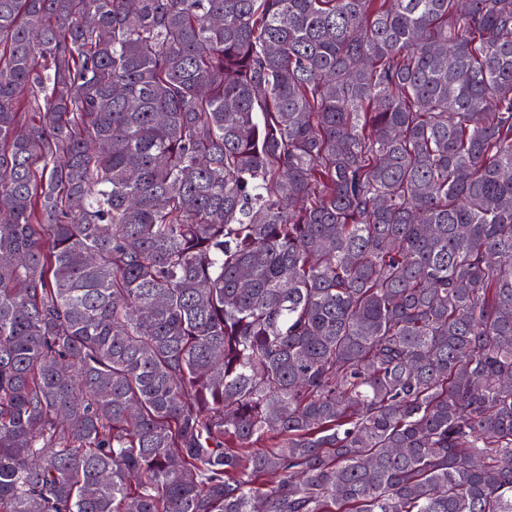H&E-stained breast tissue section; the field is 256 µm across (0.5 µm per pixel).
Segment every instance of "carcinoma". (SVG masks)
<instances>
[{"label": "carcinoma", "instance_id": "cac0c4a2", "mask_svg": "<svg viewBox=\"0 0 512 512\" xmlns=\"http://www.w3.org/2000/svg\"><path fill=\"white\" fill-rule=\"evenodd\" d=\"M0 512H512V0H0Z\"/></svg>", "mask_w": 512, "mask_h": 512}]
</instances>
